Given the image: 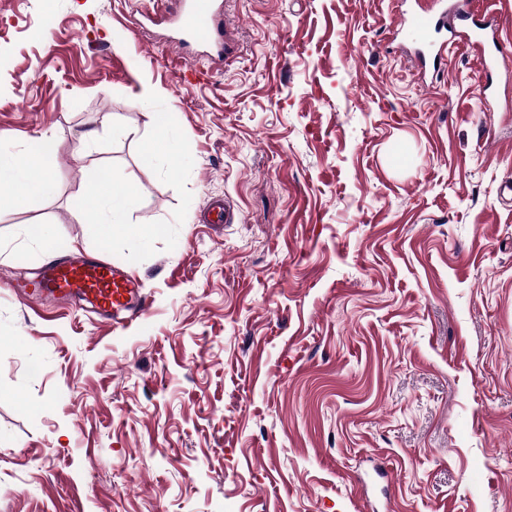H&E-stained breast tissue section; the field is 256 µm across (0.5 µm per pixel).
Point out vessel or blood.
<instances>
[{"label":"vessel or blood","mask_w":512,"mask_h":512,"mask_svg":"<svg viewBox=\"0 0 512 512\" xmlns=\"http://www.w3.org/2000/svg\"><path fill=\"white\" fill-rule=\"evenodd\" d=\"M178 2L179 36L169 41V49L180 53L185 40L192 39L209 45L217 57L228 55L231 45L225 36L226 25L217 21L211 0ZM452 15L462 22L464 39L479 55L483 86L491 87L503 61V45L492 17L475 13L474 0H434L431 8L396 17L392 29L404 35L416 58L434 61L448 48V18ZM16 288L30 303L40 304L49 298L85 301L111 325L144 316L148 308L139 282L120 265L104 260L68 256L46 265L39 280L19 282Z\"/></svg>","instance_id":"b4317fda"}]
</instances>
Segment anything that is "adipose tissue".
<instances>
[{"label": "adipose tissue", "instance_id": "ef3b65f1", "mask_svg": "<svg viewBox=\"0 0 512 512\" xmlns=\"http://www.w3.org/2000/svg\"><path fill=\"white\" fill-rule=\"evenodd\" d=\"M56 145L53 134L40 135L21 151L0 149V191L21 204L35 194L52 195L56 189L53 159ZM139 203L132 187L115 191L109 170L91 169L80 211L89 223L100 225L106 234L140 240L150 239L152 230L127 224V213Z\"/></svg>", "mask_w": 512, "mask_h": 512}]
</instances>
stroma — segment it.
<instances>
[{
	"instance_id": "stroma-1",
	"label": "stroma",
	"mask_w": 512,
	"mask_h": 512,
	"mask_svg": "<svg viewBox=\"0 0 512 512\" xmlns=\"http://www.w3.org/2000/svg\"><path fill=\"white\" fill-rule=\"evenodd\" d=\"M215 3L237 50L182 69L137 0H0V144L56 139L54 194L0 202V512H512V0L487 91L393 0ZM94 167L159 233L82 223ZM37 224L146 316L19 299Z\"/></svg>"
}]
</instances>
